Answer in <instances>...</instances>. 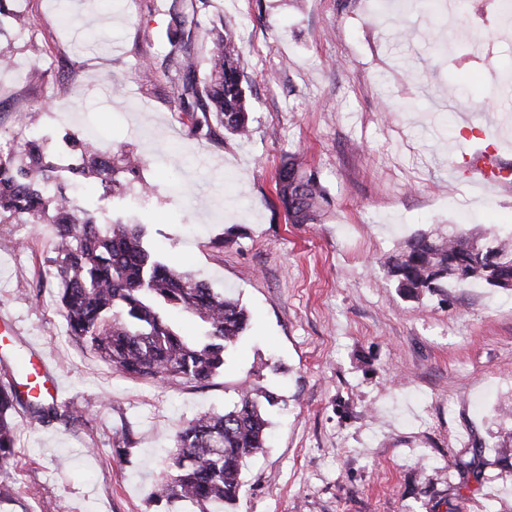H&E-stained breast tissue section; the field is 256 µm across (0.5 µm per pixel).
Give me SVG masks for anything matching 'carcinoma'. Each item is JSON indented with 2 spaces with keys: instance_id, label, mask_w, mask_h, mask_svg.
<instances>
[{
  "instance_id": "carcinoma-1",
  "label": "carcinoma",
  "mask_w": 512,
  "mask_h": 512,
  "mask_svg": "<svg viewBox=\"0 0 512 512\" xmlns=\"http://www.w3.org/2000/svg\"><path fill=\"white\" fill-rule=\"evenodd\" d=\"M179 107L196 117V128L223 129L245 138L250 108L235 33L226 26L213 41L209 78L197 86L193 64L183 66ZM82 165L83 199L97 192L115 196L139 179L140 160L128 153L106 156L92 144L73 142ZM55 167L43 157L42 141L0 151V212L17 224L53 225L60 309L70 334L121 372L138 379H183L201 385L224 372L225 358L245 332L248 315L239 300L206 280L156 260L138 222L99 223L83 210L77 216L66 186L54 182ZM279 205L292 224H313L331 203L315 172H303L293 158L276 173ZM387 276L409 298L441 295L457 282L480 281L512 288V237L477 245L463 236H418L388 257ZM198 318L204 333L186 339L173 316ZM277 395L255 384L242 389L233 407L204 413L178 430L165 474L152 496L187 502L200 512H224L240 494L247 460L264 445L270 421L265 405ZM23 408L42 420L74 423V406L53 397L23 398L16 385L0 381V457L14 448L12 413Z\"/></svg>"
}]
</instances>
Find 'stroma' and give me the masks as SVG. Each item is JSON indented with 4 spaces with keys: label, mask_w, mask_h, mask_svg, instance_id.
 I'll list each match as a JSON object with an SVG mask.
<instances>
[{
    "label": "stroma",
    "mask_w": 512,
    "mask_h": 512,
    "mask_svg": "<svg viewBox=\"0 0 512 512\" xmlns=\"http://www.w3.org/2000/svg\"><path fill=\"white\" fill-rule=\"evenodd\" d=\"M0 142L72 139L140 156L141 194L101 202L139 221L164 263L234 293L249 315L211 385L135 380L70 335L49 224H0V373L33 351L87 422L20 413L0 512H193L151 498L178 428L241 386L279 397L229 512H512V291L481 282L405 297L385 259L418 233L512 234V183L470 185L464 156L496 131L512 161V22L497 0L435 16L415 0H6ZM236 27L247 140L195 130L176 89L208 33ZM409 31L399 40L398 29ZM295 157L332 203L288 223L274 173ZM456 466H449V459Z\"/></svg>",
    "instance_id": "stroma-1"
}]
</instances>
